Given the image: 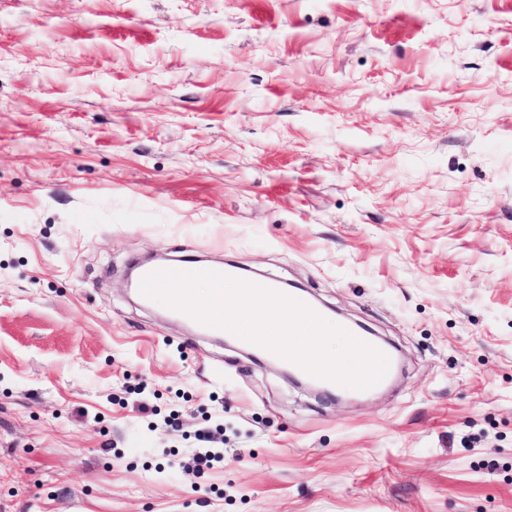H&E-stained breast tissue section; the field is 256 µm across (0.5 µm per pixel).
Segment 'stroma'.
<instances>
[{"mask_svg": "<svg viewBox=\"0 0 512 512\" xmlns=\"http://www.w3.org/2000/svg\"><path fill=\"white\" fill-rule=\"evenodd\" d=\"M155 254L403 372L317 395L135 301ZM0 512H512V0H0ZM158 270H178V271H183V272H199V271H215V272H219V273H222V274H225V275H228L230 277H233V278H236L238 280H242V281H246V282H252V283H256V284H259V285H262L264 287H267V288H270L272 290H275L283 295H285V291H283L282 288H277L276 284L271 281V280H268V279H255V278H246L244 276H242L236 269L232 268V267H224V265H222V263L220 264H209V263H201L199 261H195V260H181L177 263H158V264H155V265H152V266H149L147 268H145L141 274H140V277L138 279V282H137V291H138V294L140 296V298L144 301V302H154V300L144 296L141 291H140V284H141V281L143 280V278L145 276H147L148 274L154 272V271H158ZM285 296H288L289 298H292V299H295L297 301H300L301 303L305 304L307 307H309L311 310H315L311 305L310 303L307 301V299L301 295V294H291V292H288V295H285Z\"/></svg>", "mask_w": 512, "mask_h": 512, "instance_id": "obj_1", "label": "stroma"}]
</instances>
